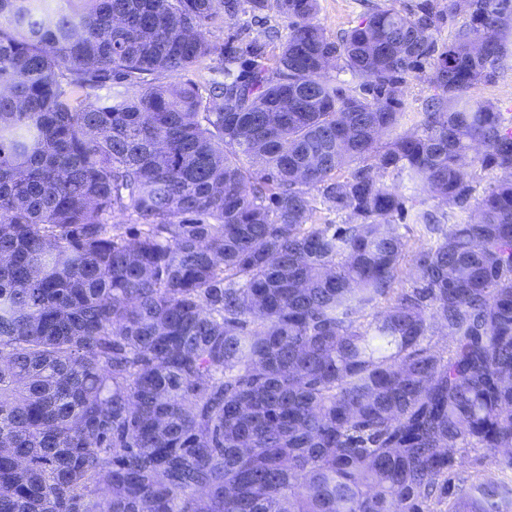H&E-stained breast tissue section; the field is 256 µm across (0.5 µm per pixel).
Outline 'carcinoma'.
<instances>
[{"instance_id":"obj_1","label":"carcinoma","mask_w":512,"mask_h":512,"mask_svg":"<svg viewBox=\"0 0 512 512\" xmlns=\"http://www.w3.org/2000/svg\"><path fill=\"white\" fill-rule=\"evenodd\" d=\"M317 11L0 0V512H512V0ZM391 0H319L315 21L333 36L357 25L373 5L384 6ZM475 95L499 107L502 112L512 113V67H507L492 84L481 85ZM491 455L484 451H470L465 454L462 476L469 480H481L491 474H498V465Z\"/></svg>"}]
</instances>
